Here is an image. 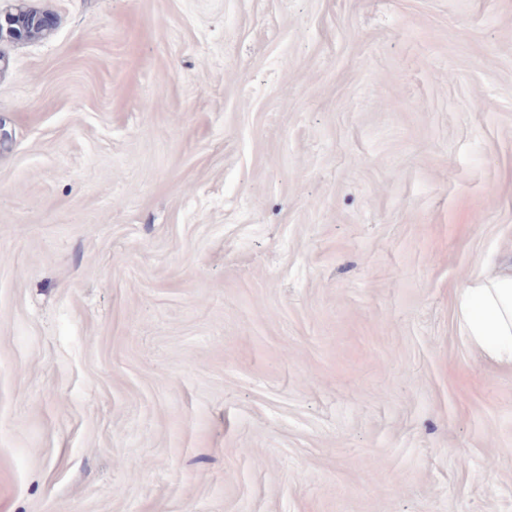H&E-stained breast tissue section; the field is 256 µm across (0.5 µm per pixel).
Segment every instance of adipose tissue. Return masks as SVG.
<instances>
[{
	"label": "adipose tissue",
	"mask_w": 512,
	"mask_h": 512,
	"mask_svg": "<svg viewBox=\"0 0 512 512\" xmlns=\"http://www.w3.org/2000/svg\"><path fill=\"white\" fill-rule=\"evenodd\" d=\"M457 304L470 341L512 366V272L476 276L459 288Z\"/></svg>",
	"instance_id": "1"
}]
</instances>
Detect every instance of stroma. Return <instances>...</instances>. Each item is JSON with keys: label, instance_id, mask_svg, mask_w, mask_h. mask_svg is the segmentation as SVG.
<instances>
[{"label": "stroma", "instance_id": "1", "mask_svg": "<svg viewBox=\"0 0 512 512\" xmlns=\"http://www.w3.org/2000/svg\"><path fill=\"white\" fill-rule=\"evenodd\" d=\"M30 3L0 512H512V0ZM457 304L470 341L512 366V272L476 276L458 289Z\"/></svg>", "mask_w": 512, "mask_h": 512}]
</instances>
